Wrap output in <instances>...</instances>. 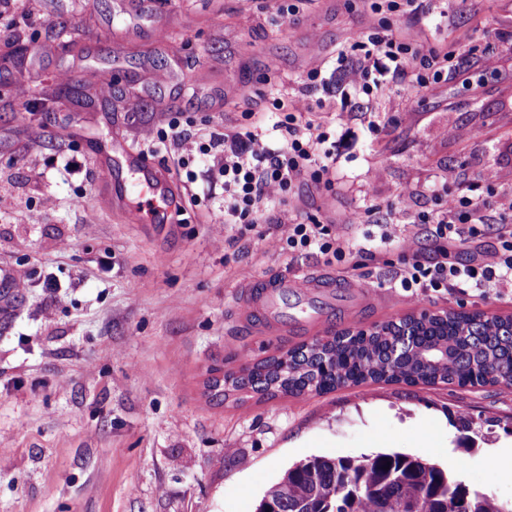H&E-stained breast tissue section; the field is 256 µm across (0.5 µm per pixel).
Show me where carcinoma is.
I'll return each mask as SVG.
<instances>
[{
	"label": "carcinoma",
	"instance_id": "cac0c4a2",
	"mask_svg": "<svg viewBox=\"0 0 512 512\" xmlns=\"http://www.w3.org/2000/svg\"><path fill=\"white\" fill-rule=\"evenodd\" d=\"M511 362L512 316L448 310L291 347L225 376L224 397H299L369 382L475 388L496 383L489 367ZM407 504L415 512H512V502L398 451L300 460L264 491L256 512H402Z\"/></svg>",
	"mask_w": 512,
	"mask_h": 512
}]
</instances>
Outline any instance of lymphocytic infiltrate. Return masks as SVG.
Listing matches in <instances>:
<instances>
[{
    "label": "lymphocytic infiltrate",
    "instance_id": "obj_1",
    "mask_svg": "<svg viewBox=\"0 0 512 512\" xmlns=\"http://www.w3.org/2000/svg\"><path fill=\"white\" fill-rule=\"evenodd\" d=\"M336 69L344 84L356 92L370 95L388 90V78L414 77L425 84L427 78L454 74L467 79L454 54L401 41L380 30L363 31L352 38L348 48L340 50ZM284 117L277 129L282 136L279 148H271L262 133L255 130L214 133L200 141V161L218 159L224 178V211L218 222L239 225L241 232L254 231L258 225L274 224L280 239L294 252L318 251L326 261H343L351 249L335 225L318 219L277 220L274 211L284 205L294 189L307 182L321 183L336 160V144L328 132L306 118L303 100L280 97L276 100ZM187 139L178 119L149 131L144 141L154 152L171 156L184 171L183 193H190L196 181L191 160L182 153ZM437 207L417 214L407 234L399 239L398 277L395 287L412 299L428 291L467 293L501 292L512 288V204L506 215L491 219L478 200L448 190L436 193ZM498 224V245L470 264L448 260V249L484 235L491 224ZM430 241L431 254H424L420 243Z\"/></svg>",
    "mask_w": 512,
    "mask_h": 512
}]
</instances>
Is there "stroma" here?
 <instances>
[{
	"label": "stroma",
	"instance_id": "35a3bbf8",
	"mask_svg": "<svg viewBox=\"0 0 512 512\" xmlns=\"http://www.w3.org/2000/svg\"><path fill=\"white\" fill-rule=\"evenodd\" d=\"M371 0H19L0 15V512H254L264 490L311 455L357 457L400 448L456 458L465 484L512 500V475L488 467L512 438V388L374 383L321 395L227 399L217 373L342 328L428 310L512 316V295L391 287L396 252L372 261L275 247V225L239 236L215 223L222 183L200 173L178 224H129L100 179V147L121 134L139 151L166 111L192 122L187 147L210 131L279 134L273 100L303 97L307 117L346 138L331 189L306 183L282 218L341 225L349 241L370 222L401 237L445 185L498 215L512 197V0H424L389 15L401 39L457 46L473 83L442 79L392 93L342 95L336 56L378 25ZM497 69L482 72L485 56ZM117 67L109 85L98 70ZM321 67L327 87L302 80ZM413 192L411 206L400 194ZM373 207L369 223L356 214ZM347 282L327 305L288 291L282 323L239 314L247 287L281 276ZM477 434L458 448L459 415Z\"/></svg>",
	"mask_w": 512,
	"mask_h": 512
}]
</instances>
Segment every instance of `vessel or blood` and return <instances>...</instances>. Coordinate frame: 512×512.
<instances>
[{"mask_svg": "<svg viewBox=\"0 0 512 512\" xmlns=\"http://www.w3.org/2000/svg\"><path fill=\"white\" fill-rule=\"evenodd\" d=\"M113 153L121 154L126 166L139 176L140 190L117 189L115 200L123 209L127 220L133 224L175 223L174 206L171 202V185L167 178L145 162L141 155L126 151L124 140L114 137ZM318 278L308 277L288 281L285 279L252 288L242 306L243 313H263L267 318L278 316L274 296L278 290L292 288L302 294H310L321 288Z\"/></svg>", "mask_w": 512, "mask_h": 512, "instance_id": "vessel-or-blood-1", "label": "vessel or blood"}]
</instances>
